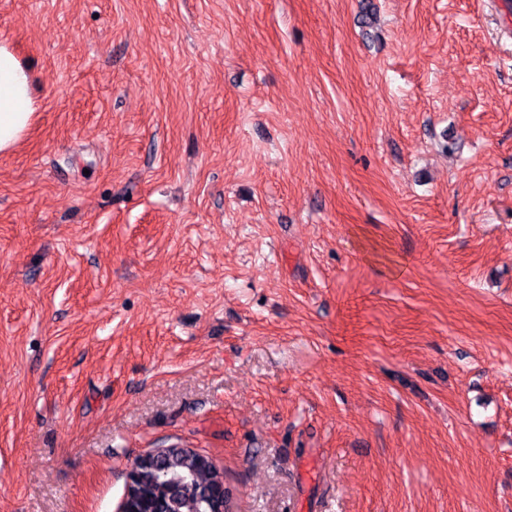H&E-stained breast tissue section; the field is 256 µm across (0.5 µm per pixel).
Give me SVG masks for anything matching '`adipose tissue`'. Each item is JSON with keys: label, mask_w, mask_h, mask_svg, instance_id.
<instances>
[{"label": "adipose tissue", "mask_w": 512, "mask_h": 512, "mask_svg": "<svg viewBox=\"0 0 512 512\" xmlns=\"http://www.w3.org/2000/svg\"><path fill=\"white\" fill-rule=\"evenodd\" d=\"M31 78L15 54L0 44V152L11 150L32 123Z\"/></svg>", "instance_id": "obj_1"}]
</instances>
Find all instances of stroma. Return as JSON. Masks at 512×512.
Wrapping results in <instances>:
<instances>
[{
    "label": "stroma",
    "mask_w": 512,
    "mask_h": 512,
    "mask_svg": "<svg viewBox=\"0 0 512 512\" xmlns=\"http://www.w3.org/2000/svg\"><path fill=\"white\" fill-rule=\"evenodd\" d=\"M0 0V512H512L505 0ZM31 78L15 54L0 44V152L11 150L32 123ZM220 472L205 455L157 453L138 479L144 491L139 500L151 498L168 509L177 502L178 512H209L210 501L199 498L218 483Z\"/></svg>",
    "instance_id": "1"
}]
</instances>
